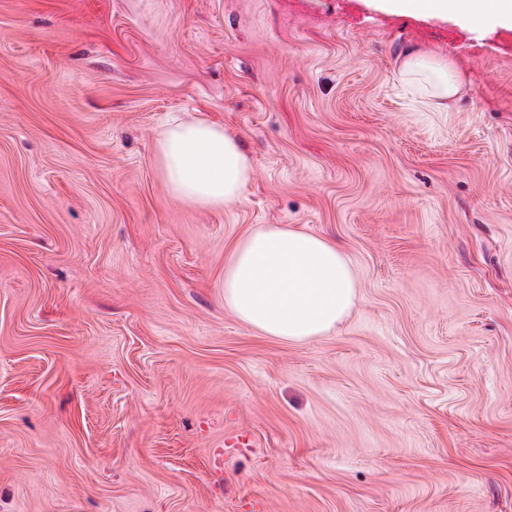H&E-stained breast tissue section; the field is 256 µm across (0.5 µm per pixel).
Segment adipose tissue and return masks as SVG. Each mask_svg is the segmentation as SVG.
Masks as SVG:
<instances>
[{"mask_svg":"<svg viewBox=\"0 0 512 512\" xmlns=\"http://www.w3.org/2000/svg\"><path fill=\"white\" fill-rule=\"evenodd\" d=\"M391 15L427 19H490L512 25V0H379ZM399 78L430 91L434 111L448 109L462 87L448 64L408 49ZM169 194L193 207L221 208L237 202L251 175V162L223 128L179 120L155 146ZM224 307L264 336L302 342L333 331L353 310L358 282L340 245L324 237L266 224L242 237L224 262Z\"/></svg>","mask_w":512,"mask_h":512,"instance_id":"ef3b65f1","label":"adipose tissue"}]
</instances>
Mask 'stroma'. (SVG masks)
<instances>
[{
  "label": "stroma",
  "instance_id": "stroma-1",
  "mask_svg": "<svg viewBox=\"0 0 512 512\" xmlns=\"http://www.w3.org/2000/svg\"><path fill=\"white\" fill-rule=\"evenodd\" d=\"M465 84L429 111L404 50ZM241 142L187 206L173 120ZM260 224L359 300L293 343L224 308ZM0 512H512V28L367 0H0ZM169 194L193 207L224 208L249 182L251 162L224 129L202 121H174L155 146Z\"/></svg>",
  "mask_w": 512,
  "mask_h": 512
}]
</instances>
